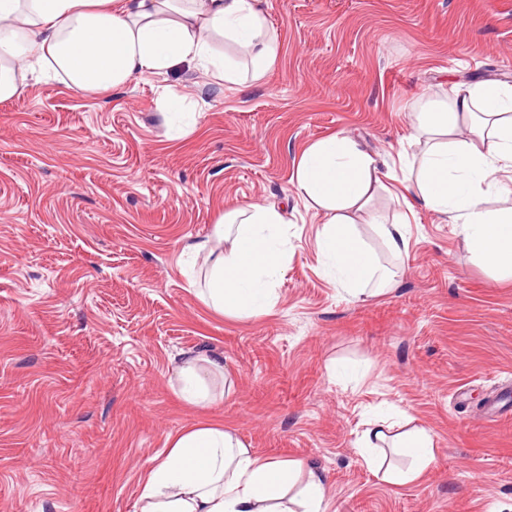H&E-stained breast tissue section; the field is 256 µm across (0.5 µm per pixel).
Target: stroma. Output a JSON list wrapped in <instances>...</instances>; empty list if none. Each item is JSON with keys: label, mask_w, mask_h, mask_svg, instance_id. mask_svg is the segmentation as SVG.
Returning <instances> with one entry per match:
<instances>
[{"label": "stroma", "mask_w": 512, "mask_h": 512, "mask_svg": "<svg viewBox=\"0 0 512 512\" xmlns=\"http://www.w3.org/2000/svg\"><path fill=\"white\" fill-rule=\"evenodd\" d=\"M264 8L282 51L263 79L228 87L182 64L109 92L32 81L0 102V512H137L148 461L203 422L318 470L327 512H512V413H487L512 381V279L419 205L404 273L353 299L289 185L300 153L338 133L398 169L425 99L512 83V0ZM264 201L288 219L276 304L218 314L183 245ZM190 354L224 365L205 406L178 393ZM386 408L434 435L437 467L409 484L361 456Z\"/></svg>", "instance_id": "stroma-1"}]
</instances>
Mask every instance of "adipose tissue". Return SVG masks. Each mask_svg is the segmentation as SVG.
<instances>
[{
  "label": "adipose tissue",
  "instance_id": "ef3b65f1",
  "mask_svg": "<svg viewBox=\"0 0 512 512\" xmlns=\"http://www.w3.org/2000/svg\"><path fill=\"white\" fill-rule=\"evenodd\" d=\"M223 40L246 54L261 79L281 53L262 0H0V101L18 97L31 74L64 75L81 91H109L189 61L215 80L240 81L236 64L218 53ZM414 140L424 151L406 161V189L425 207L459 225L471 257L512 276V207L487 208L489 197L512 195V83L450 85L443 101L415 113ZM290 184L324 216L319 251L327 271L351 297L391 288L408 254L406 215L371 216L389 255L382 264L359 235L354 216L381 186L377 158L351 137L330 135L296 160ZM205 257L200 296L213 310L261 316L276 304L271 281L288 258L282 208L249 202L224 214L212 238L186 243ZM219 360L192 357L177 365L182 397L208 398L205 376ZM376 419L361 437L362 456L387 441L405 450L407 471L385 472L394 485L435 466L433 434L416 428L391 437ZM323 478L295 460H264L221 424L176 435L165 457L152 459L139 512H325Z\"/></svg>",
  "mask_w": 512,
  "mask_h": 512
}]
</instances>
